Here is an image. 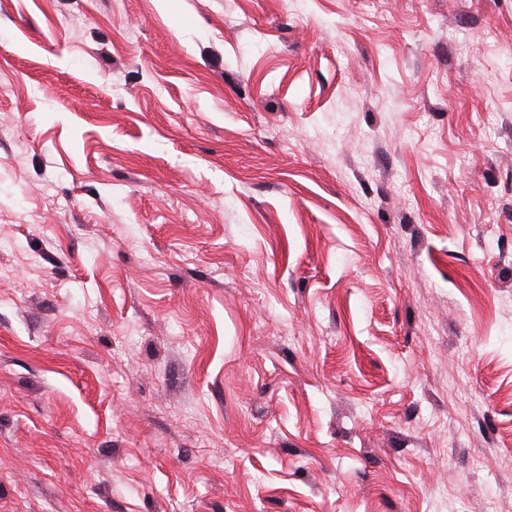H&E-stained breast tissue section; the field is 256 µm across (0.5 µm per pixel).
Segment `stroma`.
<instances>
[{
	"label": "stroma",
	"instance_id": "35a3bbf8",
	"mask_svg": "<svg viewBox=\"0 0 512 512\" xmlns=\"http://www.w3.org/2000/svg\"><path fill=\"white\" fill-rule=\"evenodd\" d=\"M0 512H512V0H0Z\"/></svg>",
	"mask_w": 512,
	"mask_h": 512
}]
</instances>
